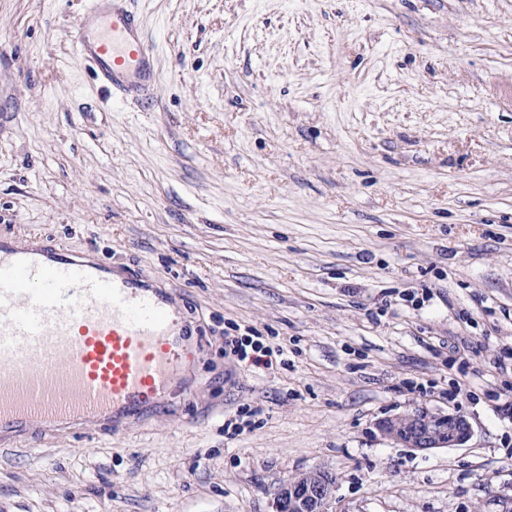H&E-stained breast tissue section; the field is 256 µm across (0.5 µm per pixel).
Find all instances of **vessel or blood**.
Returning <instances> with one entry per match:
<instances>
[{
	"label": "vessel or blood",
	"mask_w": 512,
	"mask_h": 512,
	"mask_svg": "<svg viewBox=\"0 0 512 512\" xmlns=\"http://www.w3.org/2000/svg\"><path fill=\"white\" fill-rule=\"evenodd\" d=\"M106 16L109 34L91 22ZM76 58L127 93L151 81L150 51L116 0H91ZM198 352L171 289L111 270L54 239L0 235V445L45 428L116 424L164 408Z\"/></svg>",
	"instance_id": "obj_1"
}]
</instances>
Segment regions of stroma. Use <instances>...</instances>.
Listing matches in <instances>:
<instances>
[{"mask_svg":"<svg viewBox=\"0 0 512 512\" xmlns=\"http://www.w3.org/2000/svg\"><path fill=\"white\" fill-rule=\"evenodd\" d=\"M86 5L0 0V234L175 289L203 351L146 420L0 451V512H275L312 469L326 512H504L512 0H131L134 100L76 60ZM248 330L285 357L225 355ZM418 408L471 439L378 431ZM427 415V419L423 416ZM442 420L447 429H432L427 426L428 420ZM378 431L385 437L396 441L407 448L428 451L436 448H456L464 445L471 436V425L459 414H441L416 409L409 413L402 423L399 416L387 417L377 423Z\"/></svg>","mask_w":512,"mask_h":512,"instance_id":"stroma-1","label":"stroma"}]
</instances>
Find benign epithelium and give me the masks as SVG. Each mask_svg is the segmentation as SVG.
Segmentation results:
<instances>
[{
    "instance_id": "7a95c632",
    "label": "benign epithelium",
    "mask_w": 512,
    "mask_h": 512,
    "mask_svg": "<svg viewBox=\"0 0 512 512\" xmlns=\"http://www.w3.org/2000/svg\"><path fill=\"white\" fill-rule=\"evenodd\" d=\"M377 429L383 436L419 451L460 447L471 436V425L464 416L425 409L412 411L404 422L398 416L384 418ZM332 488V476L325 471L297 474L279 486L276 512H323L322 505Z\"/></svg>"
}]
</instances>
